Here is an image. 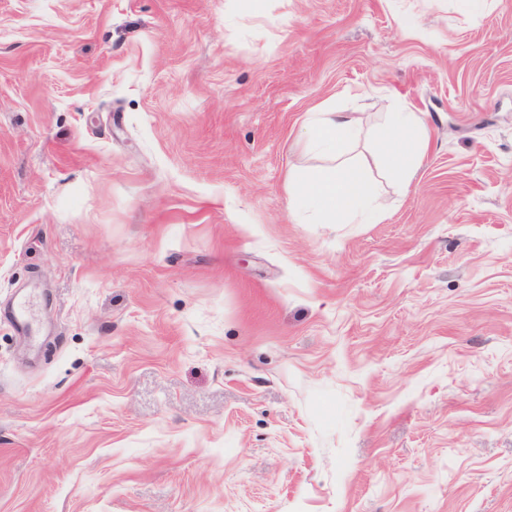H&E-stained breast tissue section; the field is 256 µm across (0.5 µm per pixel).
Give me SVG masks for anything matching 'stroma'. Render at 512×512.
I'll return each mask as SVG.
<instances>
[{
	"instance_id": "obj_1",
	"label": "stroma",
	"mask_w": 512,
	"mask_h": 512,
	"mask_svg": "<svg viewBox=\"0 0 512 512\" xmlns=\"http://www.w3.org/2000/svg\"><path fill=\"white\" fill-rule=\"evenodd\" d=\"M0 512H512V0H0ZM356 131L357 119L351 112L320 108L312 112L307 145L312 152L338 157ZM391 119L377 130L381 165L403 178L411 175L425 147L424 132L412 112H389ZM288 201L294 209L300 203L310 205L320 224H374L385 216L370 171L344 162L330 173L291 176Z\"/></svg>"
}]
</instances>
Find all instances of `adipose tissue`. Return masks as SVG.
<instances>
[{
  "instance_id": "1",
  "label": "adipose tissue",
  "mask_w": 512,
  "mask_h": 512,
  "mask_svg": "<svg viewBox=\"0 0 512 512\" xmlns=\"http://www.w3.org/2000/svg\"><path fill=\"white\" fill-rule=\"evenodd\" d=\"M357 130L351 113L317 109L312 114L307 145L312 152L339 157ZM381 165L390 173L409 177L425 147L424 132L412 113L395 112L377 130ZM290 206L310 205L323 224H373L385 211L370 171L341 162L334 171L316 176H291Z\"/></svg>"
}]
</instances>
